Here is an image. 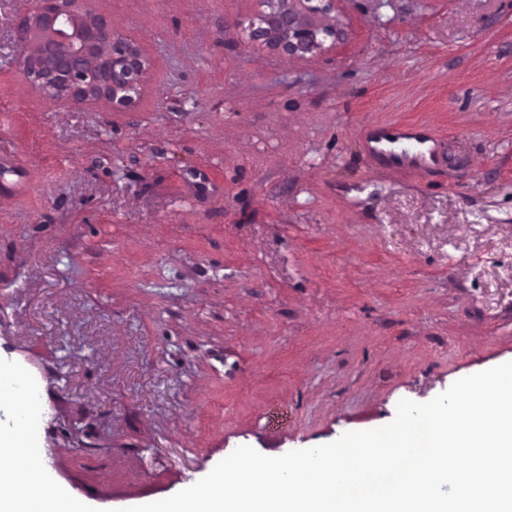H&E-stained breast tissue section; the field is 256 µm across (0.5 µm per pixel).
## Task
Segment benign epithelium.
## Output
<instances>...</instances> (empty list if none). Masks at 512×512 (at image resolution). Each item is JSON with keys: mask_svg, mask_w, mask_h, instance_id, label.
Here are the masks:
<instances>
[{"mask_svg": "<svg viewBox=\"0 0 512 512\" xmlns=\"http://www.w3.org/2000/svg\"><path fill=\"white\" fill-rule=\"evenodd\" d=\"M267 10L249 24L248 38L284 58L300 57L336 32L320 17L335 0H261ZM16 34L21 73L53 100L104 99L122 111L139 98L152 63L143 50L90 9L85 0H34L20 13Z\"/></svg>", "mask_w": 512, "mask_h": 512, "instance_id": "benign-epithelium-1", "label": "benign epithelium"}]
</instances>
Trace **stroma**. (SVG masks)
Returning <instances> with one entry per match:
<instances>
[{"instance_id":"obj_1","label":"stroma","mask_w":512,"mask_h":512,"mask_svg":"<svg viewBox=\"0 0 512 512\" xmlns=\"http://www.w3.org/2000/svg\"><path fill=\"white\" fill-rule=\"evenodd\" d=\"M0 0V358L60 483L127 512L376 429L512 361V0H336L284 60L259 0H92L152 70L131 110L50 101ZM377 120L456 158L371 168Z\"/></svg>"}]
</instances>
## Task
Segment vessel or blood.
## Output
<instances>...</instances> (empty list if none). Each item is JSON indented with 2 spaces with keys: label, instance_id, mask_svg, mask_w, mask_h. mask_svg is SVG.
<instances>
[{
  "label": "vessel or blood",
  "instance_id": "vessel-or-blood-1",
  "mask_svg": "<svg viewBox=\"0 0 512 512\" xmlns=\"http://www.w3.org/2000/svg\"><path fill=\"white\" fill-rule=\"evenodd\" d=\"M360 139L370 162L391 171L422 174L448 163L436 137L418 123L375 121L365 126Z\"/></svg>",
  "mask_w": 512,
  "mask_h": 512
}]
</instances>
